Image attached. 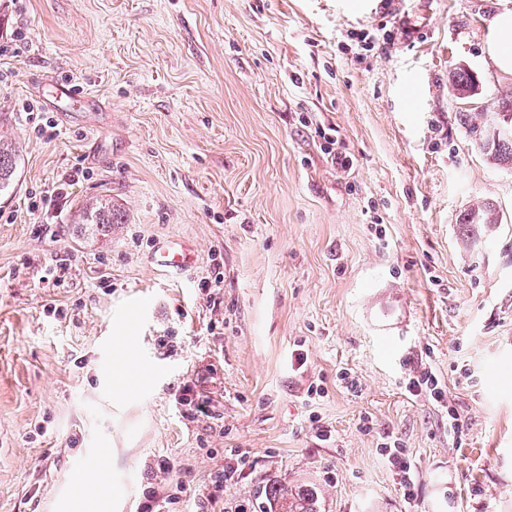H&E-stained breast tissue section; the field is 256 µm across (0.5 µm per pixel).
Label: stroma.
<instances>
[{
    "label": "stroma",
    "mask_w": 512,
    "mask_h": 512,
    "mask_svg": "<svg viewBox=\"0 0 512 512\" xmlns=\"http://www.w3.org/2000/svg\"><path fill=\"white\" fill-rule=\"evenodd\" d=\"M505 10L0 0V37L23 34L0 56V136L23 159L0 194V512H91L71 481L100 461L110 512L180 483L194 512L241 457L224 512H263L273 484L318 512H512V169L454 119L512 90L486 54ZM457 66L479 79L471 98L450 92ZM60 82L95 127L64 120ZM98 138L106 156L87 158ZM102 196L125 223L73 236ZM485 199L502 222L476 244L458 217ZM164 237L192 243L195 266H151ZM124 352L133 387L116 398ZM424 366L444 402L410 392ZM187 384L208 415L181 404ZM388 435L417 465L413 498Z\"/></svg>",
    "instance_id": "obj_1"
}]
</instances>
